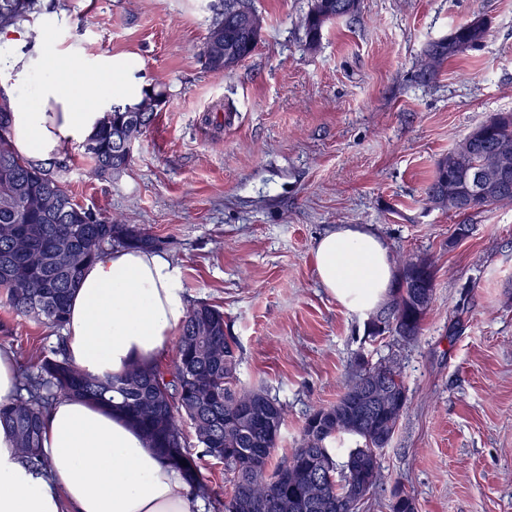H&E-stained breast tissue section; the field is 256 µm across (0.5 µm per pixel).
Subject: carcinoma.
Listing matches in <instances>:
<instances>
[{
  "label": "carcinoma",
  "instance_id": "1",
  "mask_svg": "<svg viewBox=\"0 0 512 512\" xmlns=\"http://www.w3.org/2000/svg\"><path fill=\"white\" fill-rule=\"evenodd\" d=\"M352 0H313L303 21L305 45L316 48L324 28L341 18L359 15L349 9ZM36 0H0V26L15 24L35 11ZM261 16L255 0H217L203 46L205 65L227 71L251 57L260 31L251 28L240 9ZM489 33L482 26H457L447 37L425 49L419 76L433 80L449 59L480 48ZM137 104H112L107 117L90 139L91 151L80 144L93 165L92 173L112 179L130 165L131 156L119 153L117 140L125 117ZM9 106L0 94V296L17 315L63 327L67 300L83 270L107 247L155 250L165 241L143 229L120 224L92 209L84 210L68 194L62 181L64 166L36 163L12 148ZM485 142L508 145L506 162L512 167V112L487 119ZM482 146L468 136L456 141L436 162L424 189L432 206L466 214L512 204V191L491 198L465 192L467 174L483 168ZM396 274L385 314L386 330L364 327L374 341L388 334L414 341L434 301L436 262L424 253L397 254ZM238 342L224 333V312L207 303L193 306L177 337L171 365L135 364L128 372L105 379L73 368L55 350L39 357L35 373L25 374L20 389L28 397L0 402V425L9 428L19 453L37 466L45 465L41 433L48 405L59 396H73L125 414L150 439L158 453L178 468L199 493L207 494L197 459L188 451L184 427L190 425L201 456L224 463L233 475L234 491L224 501V512H360L358 498L369 499L382 485L380 452L393 438L407 407L389 404L369 424L356 423L361 385L381 379L392 398L409 401L403 370L395 361L372 363L357 353L350 374L335 403L306 415L300 438L276 465H271L278 439L254 426L243 427L234 418L240 401L251 400L265 409L267 424L282 430L287 409L263 388L240 385ZM346 436L355 447L338 456L330 444ZM389 512H417L414 497L398 481L388 490Z\"/></svg>",
  "mask_w": 512,
  "mask_h": 512
}]
</instances>
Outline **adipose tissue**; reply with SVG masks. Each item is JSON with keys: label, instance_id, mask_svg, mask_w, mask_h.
<instances>
[{"label": "adipose tissue", "instance_id": "1", "mask_svg": "<svg viewBox=\"0 0 512 512\" xmlns=\"http://www.w3.org/2000/svg\"><path fill=\"white\" fill-rule=\"evenodd\" d=\"M25 30H0V92L7 98L12 146L48 162L82 143L113 100L134 102L119 72L108 71L79 105L73 79L81 63L51 37L31 44ZM317 276L345 307L364 314L387 298L395 269L390 247L371 226L339 224L314 254ZM188 312L179 267L164 253L132 248L102 252L72 294L62 355L79 371L106 378L135 362L151 364L177 336ZM37 469L0 426V512H198L201 499L120 412L56 398L44 415Z\"/></svg>", "mask_w": 512, "mask_h": 512}]
</instances>
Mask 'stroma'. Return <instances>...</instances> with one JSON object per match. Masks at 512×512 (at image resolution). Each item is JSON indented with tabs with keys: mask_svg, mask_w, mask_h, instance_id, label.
<instances>
[{
	"mask_svg": "<svg viewBox=\"0 0 512 512\" xmlns=\"http://www.w3.org/2000/svg\"><path fill=\"white\" fill-rule=\"evenodd\" d=\"M210 0H39L22 19L53 31L84 60V79L124 67L134 91L166 103L109 180L70 149L75 201L164 240L189 305L224 312L239 344L242 384L287 407L273 457L294 448L309 410L334 403L356 352L397 357L409 404L381 452L418 512H512V204L457 214L428 204L436 161L475 125L512 112V0H362L357 18L304 45L311 0H256L265 18L255 53L214 72L201 56ZM92 13L101 24L81 28ZM484 45L420 82L428 43L474 16ZM473 232L456 246L455 225ZM370 225L392 252L436 261L432 309L416 341L370 342L365 318L320 284L318 239ZM61 329L0 301V347L24 372L59 348Z\"/></svg>",
	"mask_w": 512,
	"mask_h": 512,
	"instance_id": "obj_1",
	"label": "stroma"
}]
</instances>
